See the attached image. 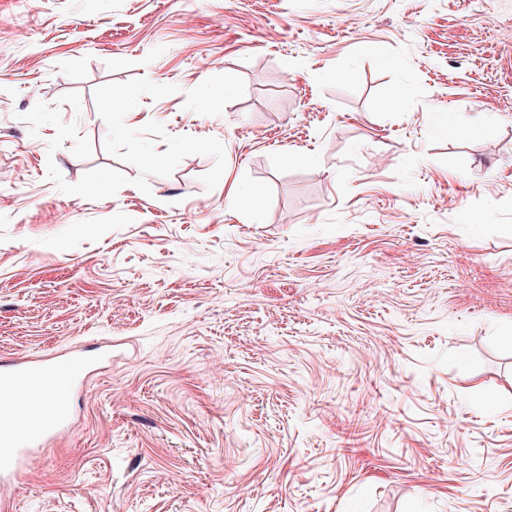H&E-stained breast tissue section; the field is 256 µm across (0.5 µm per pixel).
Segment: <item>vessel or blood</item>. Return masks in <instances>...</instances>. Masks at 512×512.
I'll return each instance as SVG.
<instances>
[{
	"mask_svg": "<svg viewBox=\"0 0 512 512\" xmlns=\"http://www.w3.org/2000/svg\"><path fill=\"white\" fill-rule=\"evenodd\" d=\"M93 364L92 358L80 352L67 359L54 357L39 359L21 358L0 365V395H12L22 384L50 377L59 384V392L49 410L33 408L28 418L33 431L21 434L0 435V485L13 482L25 459L34 449L46 446L67 433L71 427V409L67 395L87 378Z\"/></svg>",
	"mask_w": 512,
	"mask_h": 512,
	"instance_id": "vessel-or-blood-1",
	"label": "vessel or blood"
}]
</instances>
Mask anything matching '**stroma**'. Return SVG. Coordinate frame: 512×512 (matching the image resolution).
Here are the masks:
<instances>
[{
	"instance_id": "1",
	"label": "stroma",
	"mask_w": 512,
	"mask_h": 512,
	"mask_svg": "<svg viewBox=\"0 0 512 512\" xmlns=\"http://www.w3.org/2000/svg\"><path fill=\"white\" fill-rule=\"evenodd\" d=\"M139 77L214 189L106 151ZM97 347L14 512H512V0H0V361Z\"/></svg>"
}]
</instances>
